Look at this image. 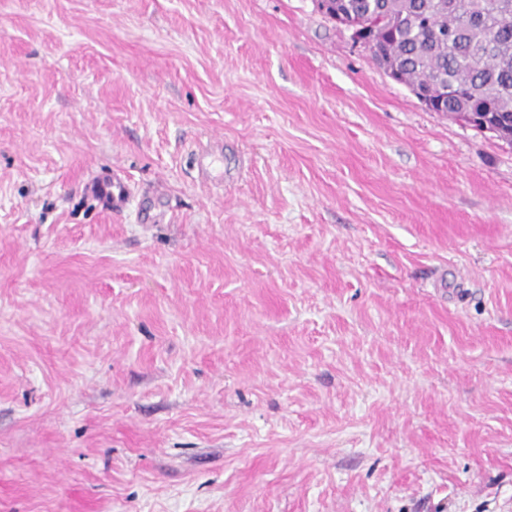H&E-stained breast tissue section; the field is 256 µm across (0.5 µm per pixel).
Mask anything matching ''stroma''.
I'll return each instance as SVG.
<instances>
[{"instance_id":"stroma-1","label":"stroma","mask_w":512,"mask_h":512,"mask_svg":"<svg viewBox=\"0 0 512 512\" xmlns=\"http://www.w3.org/2000/svg\"><path fill=\"white\" fill-rule=\"evenodd\" d=\"M0 512H512V147L316 0H0ZM219 153L220 144L217 142H209L206 146H202L198 153V172L203 179L222 187L224 172L218 167ZM83 190L114 214L121 213L129 199V186L117 173L94 177L84 183Z\"/></svg>"}]
</instances>
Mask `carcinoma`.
I'll list each match as a JSON object with an SVG mask.
<instances>
[{
    "label": "carcinoma",
    "mask_w": 512,
    "mask_h": 512,
    "mask_svg": "<svg viewBox=\"0 0 512 512\" xmlns=\"http://www.w3.org/2000/svg\"><path fill=\"white\" fill-rule=\"evenodd\" d=\"M343 19L375 29L378 62L450 114L490 113L488 131L512 146V0H337Z\"/></svg>",
    "instance_id": "1"
}]
</instances>
